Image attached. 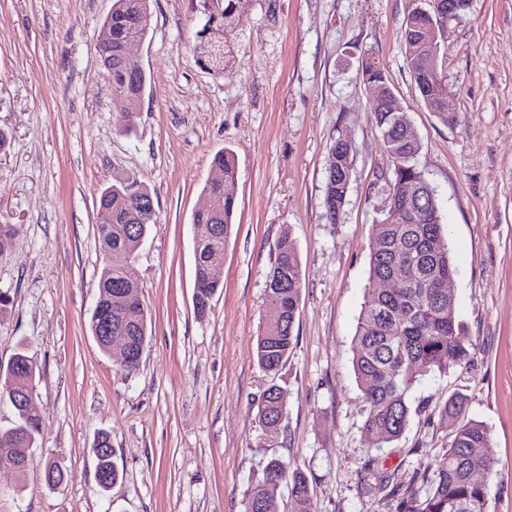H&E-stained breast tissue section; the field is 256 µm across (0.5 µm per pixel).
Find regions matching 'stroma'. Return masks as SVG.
Listing matches in <instances>:
<instances>
[{
  "label": "stroma",
  "mask_w": 512,
  "mask_h": 512,
  "mask_svg": "<svg viewBox=\"0 0 512 512\" xmlns=\"http://www.w3.org/2000/svg\"><path fill=\"white\" fill-rule=\"evenodd\" d=\"M199 0H150L145 40L131 49L146 84L130 125L97 52L112 0H0V362L25 346L36 366L42 431L26 476L0 462L10 512H245L244 494L277 457L306 472L310 512H399L371 491L373 442L352 368L366 299L372 227L382 218L387 161L363 83L380 59L422 148L456 267L450 285L469 362L426 374V399L402 438L377 455L396 485L433 473L452 437L438 407L468 396L496 463L490 512H512V0H470L447 23L442 123L410 78L401 40L415 0H237L234 60L214 73L196 60ZM355 165L342 212L323 206L337 137ZM231 150L238 177L223 286L194 312L193 214ZM147 187L157 222L129 268L148 312L138 367L103 353L88 329L103 267L97 200L116 179ZM290 233L303 281L297 345L277 374L257 364L265 288ZM287 393L279 433L258 421L265 389ZM108 432L120 473L96 483L93 441ZM66 481L48 489L45 459Z\"/></svg>",
  "instance_id": "35a3bbf8"
}]
</instances>
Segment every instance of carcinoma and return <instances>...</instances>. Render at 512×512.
<instances>
[{
  "label": "carcinoma",
  "mask_w": 512,
  "mask_h": 512,
  "mask_svg": "<svg viewBox=\"0 0 512 512\" xmlns=\"http://www.w3.org/2000/svg\"><path fill=\"white\" fill-rule=\"evenodd\" d=\"M210 2V20L224 27V62L233 57L231 35L239 26L236 0H202ZM438 22L432 9L412 12L402 34L407 66L427 109L448 123V85L439 75L440 63H431L433 49L422 40V29ZM150 26V0H112V40L99 53L102 65L112 82L116 96L123 103L119 117L129 122L137 112L142 97L144 74L134 73L125 59V44L130 32L146 36ZM368 84L382 88L384 98L374 107L376 126L389 170L390 188L382 209L383 218L374 225L370 241L369 285L397 274L402 288L393 294H368L357 322L353 348V371L361 387L366 409L363 430L375 444H390L401 438L412 415L426 404L413 403L411 392L419 381L420 371L446 374L454 365L470 358L463 339L455 301L448 299L444 280L455 275L456 268L442 227V217L435 190L417 166L420 141L407 134L399 117L390 111L392 89L384 68L368 65L362 74ZM354 156L347 139L337 137L329 149L328 177L324 187L327 216L336 220L345 205ZM224 170V183L207 185L204 190L215 207L196 213L194 224H211L214 236L200 245L201 261L195 262V284L202 298L211 300L221 281L211 277L210 262L224 259V248L232 230L236 197L231 191L235 180V158L227 151L213 158ZM151 192L124 179L112 185V202L106 195L97 203V237L105 264L98 281V299L112 304V327L124 329L139 351L146 345V310L127 311L122 307L125 265L134 253L135 241L156 223L157 214L140 207L139 198ZM302 270L299 255L290 234L277 243L274 263L266 284V299L277 304L280 318L263 321L257 339V361L270 374L277 373L295 347L293 327L299 305ZM286 407V392L270 385L263 393L259 420L263 427L277 433L281 429ZM440 419L451 429L452 441L438 468L422 477L428 485L425 497L409 487L392 484L388 471L379 467L380 459L370 456L364 463L367 479L381 493L401 497V512H489L488 489L477 478L496 473L495 461L471 454L472 448H485L489 434L483 424L468 417V396L454 393L440 407ZM41 417L33 406L16 409L13 427L0 430V460L11 465L34 464V448L41 429ZM112 442L106 432L93 442L97 459L96 478L99 488L109 491L119 472L112 463ZM48 488L61 486L66 471L50 460L43 463ZM286 483L292 512H309L310 484L299 468H292L280 458H272L263 468L262 480L252 484L246 494L245 512H280L268 485Z\"/></svg>",
  "instance_id": "carcinoma-1"
}]
</instances>
